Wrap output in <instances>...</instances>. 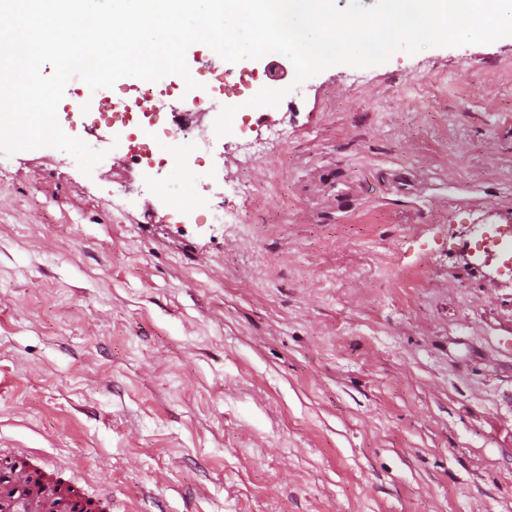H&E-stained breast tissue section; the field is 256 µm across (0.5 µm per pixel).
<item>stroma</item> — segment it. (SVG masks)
<instances>
[{
	"mask_svg": "<svg viewBox=\"0 0 512 512\" xmlns=\"http://www.w3.org/2000/svg\"><path fill=\"white\" fill-rule=\"evenodd\" d=\"M241 66L286 95L235 98L199 218L168 166L0 158V459L118 512H512V265L471 238L512 226V37Z\"/></svg>",
	"mask_w": 512,
	"mask_h": 512,
	"instance_id": "obj_1",
	"label": "stroma"
}]
</instances>
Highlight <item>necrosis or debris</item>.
<instances>
[{
  "label": "necrosis or debris",
  "instance_id": "1",
  "mask_svg": "<svg viewBox=\"0 0 512 512\" xmlns=\"http://www.w3.org/2000/svg\"><path fill=\"white\" fill-rule=\"evenodd\" d=\"M254 79L250 72L209 70L207 93L196 89L182 92L183 107L190 113L220 111L226 98L239 93ZM157 97V89L141 91L133 104L127 105L113 102L111 94L94 92L87 85H80L68 101L67 133L79 137L90 128L107 127L127 159L141 166L153 157L150 139L156 132L162 134L171 146L170 152L162 159L163 164L175 167L183 174L192 172L201 160L200 150L207 148L210 140L199 136L195 126L188 123L162 120Z\"/></svg>",
  "mask_w": 512,
  "mask_h": 512
}]
</instances>
